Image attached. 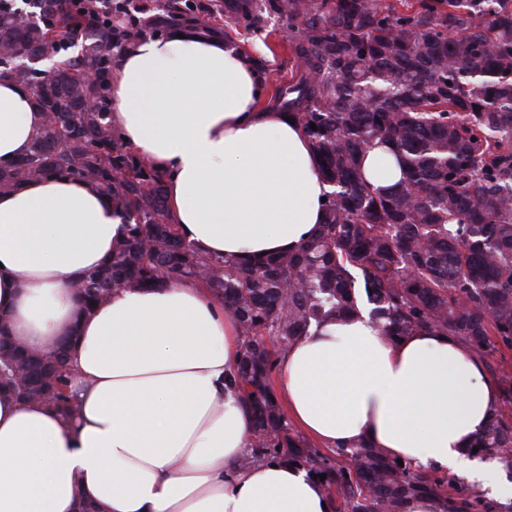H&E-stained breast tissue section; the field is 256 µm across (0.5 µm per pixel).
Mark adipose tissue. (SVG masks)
<instances>
[{"label":"adipose tissue","mask_w":512,"mask_h":512,"mask_svg":"<svg viewBox=\"0 0 512 512\" xmlns=\"http://www.w3.org/2000/svg\"><path fill=\"white\" fill-rule=\"evenodd\" d=\"M249 61L217 37L144 38L112 65L110 120L167 177L180 232L211 256L299 246L322 224L328 186L300 125L260 107ZM45 122L25 85L0 82V165ZM127 222L93 183L40 178L0 194V326L22 345L68 335L76 412L0 391V512H335L302 466L242 469L252 421L227 385L240 359L231 313L187 279L118 288L91 313L76 284ZM278 399L325 449L364 441L413 467L492 485L470 446L499 407L482 361L456 338L393 343L367 319L327 322L278 363Z\"/></svg>","instance_id":"adipose-tissue-1"}]
</instances>
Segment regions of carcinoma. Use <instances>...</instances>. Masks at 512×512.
<instances>
[{
	"label": "carcinoma",
	"instance_id": "obj_1",
	"mask_svg": "<svg viewBox=\"0 0 512 512\" xmlns=\"http://www.w3.org/2000/svg\"><path fill=\"white\" fill-rule=\"evenodd\" d=\"M0 0V80L29 87L44 127L29 153L0 167V193L34 178L97 185L129 225L108 262L80 281V309L115 288L192 279L237 322L234 386L253 416L239 467L280 457L325 474L336 512H403L438 495L451 512H512L457 479L399 465L364 443L328 455L292 428L277 398V364L328 321L366 315L395 342L416 331L456 337L482 362L512 349V0H224L245 31L279 16L301 60L280 89L331 187L325 220L293 251L256 262L200 253L179 232L166 175L112 127L109 77L117 53L168 25L202 23L195 0ZM80 49L73 50V42ZM316 124L312 130L310 124ZM376 146L403 176L376 187L363 159ZM68 356L47 372L0 329V389L21 402L76 411ZM512 376L472 446L512 476ZM453 493H448V490Z\"/></svg>",
	"mask_w": 512,
	"mask_h": 512
}]
</instances>
